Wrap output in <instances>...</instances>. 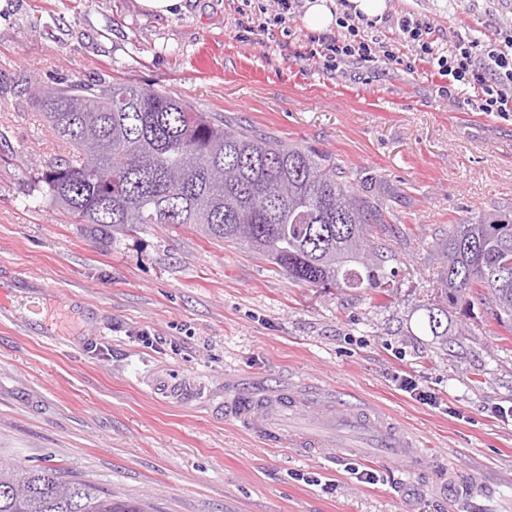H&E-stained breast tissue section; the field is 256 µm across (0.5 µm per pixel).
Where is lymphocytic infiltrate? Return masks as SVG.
<instances>
[{"instance_id":"1","label":"lymphocytic infiltrate","mask_w":512,"mask_h":512,"mask_svg":"<svg viewBox=\"0 0 512 512\" xmlns=\"http://www.w3.org/2000/svg\"><path fill=\"white\" fill-rule=\"evenodd\" d=\"M341 9L335 32L310 36V43L326 69L339 70L349 62H385L413 71L428 65L432 74L444 79L438 92L442 99L474 112L512 114V34L503 43L457 38L449 45L436 43L428 20L402 17L398 25L409 51L399 54L392 46L371 36L376 21Z\"/></svg>"}]
</instances>
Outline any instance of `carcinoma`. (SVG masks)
<instances>
[{
	"instance_id": "carcinoma-1",
	"label": "carcinoma",
	"mask_w": 512,
	"mask_h": 512,
	"mask_svg": "<svg viewBox=\"0 0 512 512\" xmlns=\"http://www.w3.org/2000/svg\"><path fill=\"white\" fill-rule=\"evenodd\" d=\"M72 159L45 162L40 182L78 224L114 231L194 224L216 241L258 253L277 274L316 288L380 286L393 223L388 196L361 187L340 165L298 145L227 129L166 91L79 82L37 92ZM431 335H448V306H492L512 333V214L474 212L437 239ZM0 512H144L62 468L0 465Z\"/></svg>"
}]
</instances>
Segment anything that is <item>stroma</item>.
I'll return each mask as SVG.
<instances>
[{"mask_svg": "<svg viewBox=\"0 0 512 512\" xmlns=\"http://www.w3.org/2000/svg\"><path fill=\"white\" fill-rule=\"evenodd\" d=\"M387 3L441 43L512 27V0ZM240 5L0 0V462L69 469L147 512H512V335L482 305L449 307L443 337L420 324L437 238L512 208V116L443 104L422 70H327L300 15L262 35ZM79 81L166 91L376 178L394 201L388 278L311 288L189 224L75 223L39 181L69 148L33 93ZM288 386L310 411L380 409L441 455L304 454L224 415L228 393Z\"/></svg>", "mask_w": 512, "mask_h": 512, "instance_id": "obj_1", "label": "stroma"}]
</instances>
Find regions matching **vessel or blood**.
Listing matches in <instances>:
<instances>
[{
  "mask_svg": "<svg viewBox=\"0 0 512 512\" xmlns=\"http://www.w3.org/2000/svg\"><path fill=\"white\" fill-rule=\"evenodd\" d=\"M302 400L293 390L242 391L224 399L227 416L257 439L269 445L287 442L300 452L311 453L321 448L333 447L329 435L333 429H357L376 437L388 448H409L410 439L384 415L361 408L351 411L345 405L330 407L321 417L318 426L293 423L300 412Z\"/></svg>",
  "mask_w": 512,
  "mask_h": 512,
  "instance_id": "obj_1",
  "label": "vessel or blood"
}]
</instances>
